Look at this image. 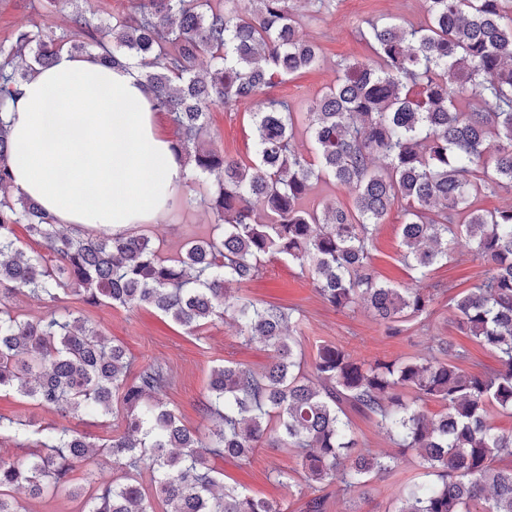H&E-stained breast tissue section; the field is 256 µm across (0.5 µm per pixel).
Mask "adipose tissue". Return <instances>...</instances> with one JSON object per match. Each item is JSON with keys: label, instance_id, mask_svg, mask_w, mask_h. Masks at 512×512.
I'll list each match as a JSON object with an SVG mask.
<instances>
[{"label": "adipose tissue", "instance_id": "obj_1", "mask_svg": "<svg viewBox=\"0 0 512 512\" xmlns=\"http://www.w3.org/2000/svg\"><path fill=\"white\" fill-rule=\"evenodd\" d=\"M7 121L13 189L56 223L113 233L155 222L186 177L135 68L60 55L24 82Z\"/></svg>", "mask_w": 512, "mask_h": 512}]
</instances>
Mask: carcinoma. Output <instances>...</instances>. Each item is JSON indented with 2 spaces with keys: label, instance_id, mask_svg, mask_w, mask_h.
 Here are the masks:
<instances>
[{
  "label": "carcinoma",
  "instance_id": "obj_1",
  "mask_svg": "<svg viewBox=\"0 0 512 512\" xmlns=\"http://www.w3.org/2000/svg\"><path fill=\"white\" fill-rule=\"evenodd\" d=\"M241 15L234 0H136L132 11L95 23L80 10L71 30L19 29L0 41V110L20 94L38 67L64 52L97 49L105 66L138 69L152 109L172 117L180 135L171 150L195 184L216 178L202 202L221 232L185 256L159 257L145 234L126 231L75 237L57 230L34 200L11 191L14 146L0 118V392L46 408L91 415L121 411L103 443L55 425L0 424L18 441L35 439L31 458H0V512H23L12 496L84 499L83 512H154L138 476L153 473L164 512H283L280 504L241 490L214 474L212 448L238 462L266 445L296 454L306 481L336 484L350 503L373 475L399 468L416 452L428 479L404 490L391 512H512V432L494 415L512 414V206L474 208V200L512 191V0H425V22L370 20L362 37L366 60L338 63L336 83L304 112L314 154L291 145L296 114L271 100L251 113L255 158L243 164L201 140L212 105H240L275 80L310 69L317 44L299 34L294 0H251ZM214 62L210 79L198 61ZM323 181L355 191L351 208L304 206ZM400 203L401 257L417 279L450 255L463 237L489 266L474 289L450 299L458 327L499 361L473 372L463 354L440 338L426 356L357 359L323 342L311 366L290 328L303 321L272 305L229 291L256 278L271 259L308 273L318 295L338 309L363 306L390 336L428 314L429 288H399L370 270L374 233ZM41 244L51 259L30 255L16 234ZM39 295L51 312L25 318L12 301ZM90 304L151 308L188 334L232 318L243 342L272 352L257 372L224 364L208 380V435L184 425L164 400L169 370L152 364L132 372L118 344L106 345L89 320L56 312L60 295ZM442 411L430 415L423 404ZM370 419L398 454L359 446L348 412ZM107 452L121 476L94 492L72 483L77 464Z\"/></svg>",
  "mask_w": 512,
  "mask_h": 512
}]
</instances>
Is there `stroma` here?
<instances>
[{"label":"stroma","mask_w":512,"mask_h":512,"mask_svg":"<svg viewBox=\"0 0 512 512\" xmlns=\"http://www.w3.org/2000/svg\"><path fill=\"white\" fill-rule=\"evenodd\" d=\"M295 6L303 16L302 36L320 47L319 64L277 83L251 102L233 108L218 104L211 109L208 144L246 164L254 158L250 115L262 109L265 100H282L295 112H305L318 92L335 83L341 60L361 61L370 56L371 51L360 34L364 21L383 19L419 25L425 20L424 0H326L314 13L309 12L304 0H296ZM33 25L59 31L67 27L68 16L49 5L48 0H0V39ZM214 222L210 209L199 205L168 210L156 222L134 225L133 230L151 236L162 257L175 258L183 253L187 242L209 238ZM401 222V213L395 208L379 225L373 241L372 270L380 280L404 288L413 286L414 281L411 270L400 259ZM456 250L455 260L437 265L429 279L440 290L433 313L407 322L397 336L386 335L383 327L364 309L340 310L325 303L316 293L311 277L285 260L267 261L260 275L239 284L238 291L261 303L299 309L303 323L298 336L309 360L324 341L341 345L362 360L388 361L424 354L433 338L443 337L463 353V368L485 371L496 366L495 355L457 328L448 299L475 288L486 266L470 256L465 241H458ZM61 305L82 312L108 342L123 344L132 355L135 368L150 364L170 368L172 383L165 399L186 426L202 435L210 426L204 416V405L211 369L221 364H241L260 371L271 361V353L263 345L242 343L236 325L229 319L214 322L200 334L190 335L149 308L128 309L108 301L89 305L74 295L65 296ZM0 419L51 422L95 441L110 438L117 426L112 417L66 415L59 409L48 411L12 392H0ZM209 460L227 482L240 485L250 494L280 502L284 512H306L307 502L317 495L307 485L295 456L277 448L260 447L243 464L219 453L211 454ZM277 469L291 475L289 484L273 481L271 473ZM424 479L425 471L416 453L407 452L395 473L372 479L360 502L361 512H387L391 501L405 486Z\"/></svg>","instance_id":"35a3bbf8"}]
</instances>
